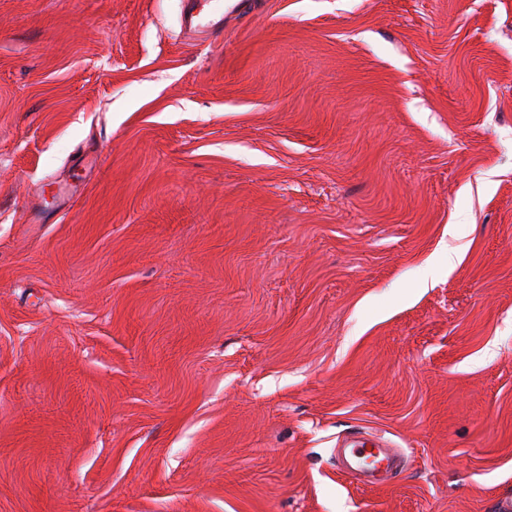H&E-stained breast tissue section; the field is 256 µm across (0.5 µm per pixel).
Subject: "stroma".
<instances>
[{"instance_id": "1", "label": "stroma", "mask_w": 512, "mask_h": 512, "mask_svg": "<svg viewBox=\"0 0 512 512\" xmlns=\"http://www.w3.org/2000/svg\"><path fill=\"white\" fill-rule=\"evenodd\" d=\"M184 11L0 0V512H499L512 0ZM211 0L206 1H187V8L184 16V24L189 30L205 29L210 32L212 37L221 36L222 20H208L209 14L205 7ZM381 449L384 450L392 458V466L381 471H363L362 469L365 468H362L360 466V461L364 457L369 455L379 457L381 454ZM338 460L341 465V468L347 471L348 474H351L355 477L364 474L367 476L368 482L370 484H376L378 486L387 485L391 483L396 478V476L394 475V471L399 466V464H397L396 455L391 451L390 448H342L341 453L338 454Z\"/></svg>"}]
</instances>
